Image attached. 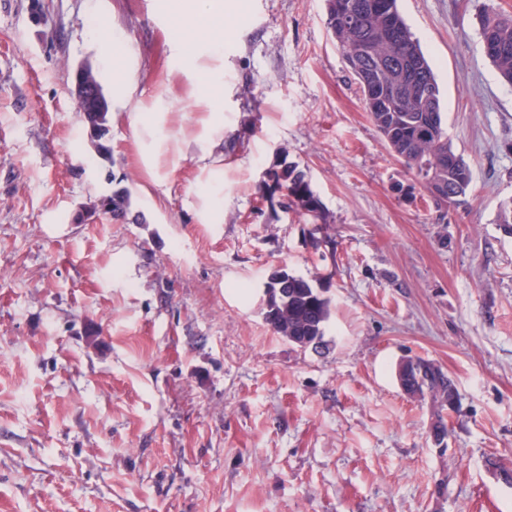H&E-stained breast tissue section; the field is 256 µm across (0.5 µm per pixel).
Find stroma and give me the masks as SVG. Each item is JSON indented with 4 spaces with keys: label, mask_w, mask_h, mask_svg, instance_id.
<instances>
[{
    "label": "stroma",
    "mask_w": 512,
    "mask_h": 512,
    "mask_svg": "<svg viewBox=\"0 0 512 512\" xmlns=\"http://www.w3.org/2000/svg\"><path fill=\"white\" fill-rule=\"evenodd\" d=\"M0 0V512H512V85L476 0H400L472 168L440 210L390 155L327 30L326 0H241L224 19V144L209 161L160 0ZM120 52L103 55L100 33ZM134 59L142 109L168 103L192 141L146 167L111 100L110 157L89 145L72 72L104 92ZM293 163L334 246L269 210L268 168ZM224 173L219 224L196 195ZM132 196L123 220L77 210ZM320 279L322 352L275 335L272 273ZM406 358L455 381L446 451Z\"/></svg>",
    "instance_id": "35a3bbf8"
}]
</instances>
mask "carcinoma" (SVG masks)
Returning a JSON list of instances; mask_svg holds the SVG:
<instances>
[{"mask_svg": "<svg viewBox=\"0 0 512 512\" xmlns=\"http://www.w3.org/2000/svg\"><path fill=\"white\" fill-rule=\"evenodd\" d=\"M327 27L337 49L362 93L365 110L385 141L391 156L414 180L436 181L440 200L456 204L472 182L470 165L456 153L448 138L442 93L429 58L420 48L398 7V0H326ZM480 37L486 56L501 77L512 83V16L480 15ZM86 109L92 111L95 151L110 154L106 143L110 106L100 82L85 91ZM282 196L296 198V210L320 219L321 203L305 172L283 165L275 173ZM112 217L127 215L130 192L112 191ZM496 223L512 231V197L500 202ZM331 300L323 285L279 270L267 283L264 319L270 330L297 346L319 350L324 346ZM407 393L429 396L446 408L456 385L440 368L423 374L411 372L403 380Z\"/></svg>", "mask_w": 512, "mask_h": 512, "instance_id": "1", "label": "carcinoma"}]
</instances>
